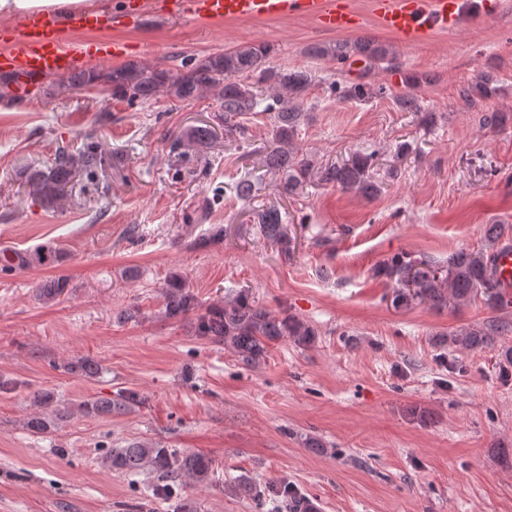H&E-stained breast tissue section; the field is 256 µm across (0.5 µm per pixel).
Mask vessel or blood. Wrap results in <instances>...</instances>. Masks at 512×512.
Listing matches in <instances>:
<instances>
[{
    "mask_svg": "<svg viewBox=\"0 0 512 512\" xmlns=\"http://www.w3.org/2000/svg\"><path fill=\"white\" fill-rule=\"evenodd\" d=\"M167 13L195 18L266 20L301 17L327 32H351L361 28L360 15L348 0H155ZM462 0H371L377 25L408 45L427 35L456 29L460 24ZM83 57L60 35V24L49 14H35L12 34L7 65L27 78L64 77L73 72ZM494 268L505 287L512 288V243L502 246Z\"/></svg>",
    "mask_w": 512,
    "mask_h": 512,
    "instance_id": "1",
    "label": "vessel or blood"
}]
</instances>
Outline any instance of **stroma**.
Returning a JSON list of instances; mask_svg holds the SVG:
<instances>
[{
    "label": "stroma",
    "mask_w": 512,
    "mask_h": 512,
    "mask_svg": "<svg viewBox=\"0 0 512 512\" xmlns=\"http://www.w3.org/2000/svg\"><path fill=\"white\" fill-rule=\"evenodd\" d=\"M93 2L104 27L66 31L67 43L121 40L129 50L86 57V69L134 63L179 74L263 42L268 65L321 74L303 96L309 118L295 146L322 165L376 151L370 174L380 190L365 197L317 181L279 195L254 156L271 135L269 115L248 118L246 135L226 134L210 94L139 105L102 83L61 93L55 79L25 83L0 70L14 98L0 104V249L46 244L63 254L52 266L0 273V378L9 382L0 389V512H177L178 500L154 495L156 475L103 465L108 449L131 441L212 459L211 480L185 489L197 512H282V503L237 494L242 477L288 484L317 512H512V377L498 365L512 335L474 351L436 344L464 328L512 324V307L493 310L479 297L440 312L397 307L375 273L397 253L443 263L457 249H483L487 225L512 224V0L494 19L468 15L415 47L367 17L359 36L393 50L398 68L375 76L388 94L362 102L336 98L328 84L338 74L356 80L362 61L338 67L311 56L340 36L308 20L150 10L131 23L117 0ZM411 75L422 79L420 112L393 101L411 90ZM481 75L494 93L466 105L458 90ZM492 110L506 115L493 131L480 122ZM204 124L210 143L169 156L181 133ZM91 140L112 156L98 179L75 178L61 208L28 195L26 169ZM402 143L410 150L396 155ZM247 174L248 202L232 191ZM270 205L288 217L290 255L253 226V208ZM217 227L224 239L198 246ZM174 275L203 306L248 289L307 320L316 340L304 349L277 342L265 362L244 367L231 349L194 336L189 319L165 316L162 291ZM57 278L68 282L61 296L39 300L38 285ZM125 310L136 318L121 320ZM81 357L97 364L95 375L66 372ZM40 392L73 409L43 433L28 426ZM119 396L132 400L119 415L75 409ZM417 408L426 420L413 417Z\"/></svg>",
    "instance_id": "stroma-1"
}]
</instances>
